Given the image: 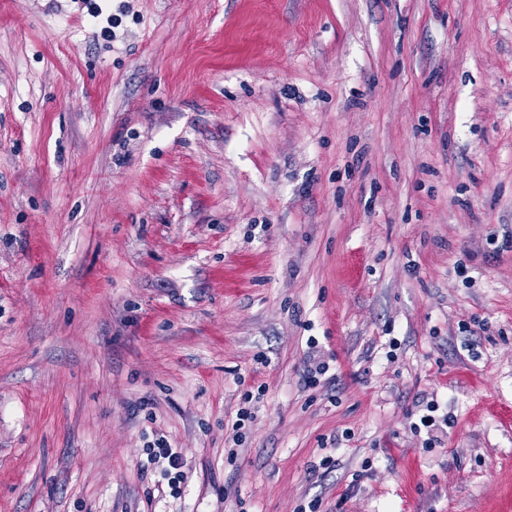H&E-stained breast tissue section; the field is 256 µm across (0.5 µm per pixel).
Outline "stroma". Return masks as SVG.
Wrapping results in <instances>:
<instances>
[{"label":"stroma","instance_id":"1","mask_svg":"<svg viewBox=\"0 0 512 512\" xmlns=\"http://www.w3.org/2000/svg\"><path fill=\"white\" fill-rule=\"evenodd\" d=\"M98 4L0 0V512H512V0ZM255 416V406L241 407L238 409L236 413V418L232 421L230 434L225 439V444L229 445V448H233L234 446H239L245 438L246 432V422H252ZM454 422L453 416L448 412L439 420L431 414L423 415L420 418V424L426 429L428 434L423 448H432L436 443H442L443 437H446L448 434V428H452ZM156 447L147 448V464H142L141 467L148 469L153 465L156 467L163 465L167 462L168 468H165V475L169 476V486L173 494L178 495L180 492V484L185 483L187 475L184 471L180 470L183 463L174 448H169L170 445L164 435H161L156 442ZM157 449V450H155ZM152 467V468H153ZM172 470H175L173 473ZM173 475V476H172Z\"/></svg>","mask_w":512,"mask_h":512}]
</instances>
